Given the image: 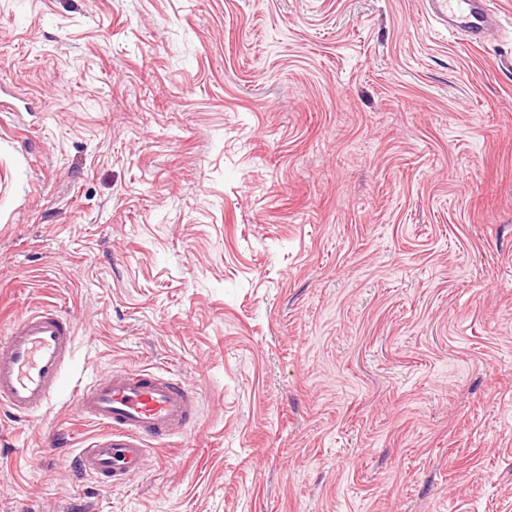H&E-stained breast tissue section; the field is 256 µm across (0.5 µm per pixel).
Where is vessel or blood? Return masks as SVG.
<instances>
[{
	"mask_svg": "<svg viewBox=\"0 0 512 512\" xmlns=\"http://www.w3.org/2000/svg\"><path fill=\"white\" fill-rule=\"evenodd\" d=\"M451 36L483 44L500 18L491 0H424ZM75 325L56 305L30 309L0 338V409L30 416L44 408L64 379ZM78 413L100 432L78 449V469L101 485L120 487L140 473L152 443L184 433L198 416L200 396L166 369L114 370L73 390Z\"/></svg>",
	"mask_w": 512,
	"mask_h": 512,
	"instance_id": "obj_1",
	"label": "vessel or blood"
}]
</instances>
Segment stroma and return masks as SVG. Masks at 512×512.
Here are the masks:
<instances>
[{
	"label": "stroma",
	"instance_id": "35a3bbf8",
	"mask_svg": "<svg viewBox=\"0 0 512 512\" xmlns=\"http://www.w3.org/2000/svg\"><path fill=\"white\" fill-rule=\"evenodd\" d=\"M0 0V335L76 323L0 413V512H512V0ZM201 398L107 489L77 379ZM425 10L441 29L461 35L472 45H481L500 22L490 0H424ZM75 325L56 305L30 309L0 339V409L31 416L53 398L64 379Z\"/></svg>",
	"mask_w": 512,
	"mask_h": 512
}]
</instances>
